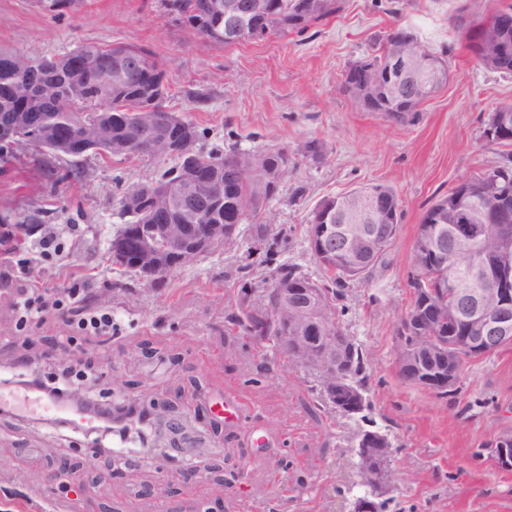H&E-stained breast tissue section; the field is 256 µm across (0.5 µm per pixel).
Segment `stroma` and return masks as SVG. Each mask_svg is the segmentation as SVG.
I'll return each mask as SVG.
<instances>
[{"label": "stroma", "mask_w": 512, "mask_h": 512, "mask_svg": "<svg viewBox=\"0 0 512 512\" xmlns=\"http://www.w3.org/2000/svg\"><path fill=\"white\" fill-rule=\"evenodd\" d=\"M500 5L342 0L336 15L304 33L227 46L200 42L161 0H79L61 17L36 0H0V50L37 59L87 43L147 48L171 108L197 123L203 153L288 152V175L257 218L266 236L243 224L238 246L160 287L106 258L108 235L123 222L122 193L159 178L156 159L91 154L75 163L45 149L0 156V233L36 227L22 249L0 252V384L80 383L107 406L158 400L196 450L188 459L166 438L133 443L118 463L61 421L0 414V512H50L55 500L73 501L74 512H350L364 430L386 434L394 450L382 512H512V470L499 469L491 453L512 437V345L470 360L444 394L400 379L395 356L423 213L484 160L512 152L484 136L496 103L512 99V77L478 66L455 25L457 16L473 20ZM397 24L434 50L453 49L446 88L413 123L365 111L341 88L348 64ZM313 140L321 144L315 156ZM372 183L394 188L402 216L381 261L337 304L339 325L369 363L371 408L359 419L323 403L315 372L244 335L232 317L241 301L262 302L274 262L323 280L305 234L313 209ZM49 234L60 255H42ZM26 286L49 300L79 288L77 311H111V335L91 339L52 317L20 324L15 299ZM187 467L196 478H183Z\"/></svg>", "instance_id": "stroma-1"}]
</instances>
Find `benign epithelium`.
Segmentation results:
<instances>
[{
	"label": "benign epithelium",
	"instance_id": "obj_1",
	"mask_svg": "<svg viewBox=\"0 0 512 512\" xmlns=\"http://www.w3.org/2000/svg\"><path fill=\"white\" fill-rule=\"evenodd\" d=\"M322 8V0H297L295 13L303 21ZM270 11V0H203L200 8L202 19L224 21V42L230 44L247 41L253 34L252 28ZM478 33L479 41L496 43L498 61L512 55V16L502 14L488 20ZM415 42L411 34L386 42L389 67L385 71L365 75V60L345 69L343 79L352 87L360 106L372 112L385 106L413 112L433 97L444 82L446 71L427 54L412 56L409 48ZM110 59L114 90L125 91L135 85L143 69L142 55L118 52ZM36 72L34 92L46 79L59 80L71 90L85 81L83 66L74 60L60 72L48 70L43 62ZM121 119L112 111V98L103 97L98 100L93 121L57 120L32 136L61 156H86L104 150L142 156L153 154L160 144L168 148L180 169L182 186L175 190L162 179L137 187L126 208L138 222L121 225L107 242L113 266L160 286L178 269L238 244L240 224L235 216L225 226L206 223L221 198V171L200 167L193 133L180 116L172 112L162 116L143 112L139 118L140 135L114 140L112 125ZM28 131L26 112H13L7 122H0V140L15 138L25 142L32 137ZM253 161L263 173L264 186L271 190L279 187L288 167H271L267 158L260 155ZM499 172L497 168L484 174L498 186L495 207H475L471 197L454 190L456 223L446 224L448 216L443 211L427 217L424 235L413 249L417 257L442 267L448 263V249L467 247V258L457 266V275L452 280L438 288L411 289L408 309L399 327L401 335L412 339L396 349L399 377H410L433 391L444 392L450 384L448 323L459 325L465 340L482 354L512 344V255L505 248L487 250L480 246L487 235L504 245L512 241V185L500 181ZM174 208L179 212L180 223L152 222ZM391 208L392 202L374 191L337 199L330 210L321 209L314 214V251L326 258L339 253L347 268L356 272L367 270L379 260L381 243L389 237L388 226L373 223V216ZM267 302L262 334H270L278 349L293 363L316 371L324 396L337 398L340 383L353 362L354 340L326 319L320 291L290 288L282 282L270 289ZM362 445L359 474L361 485L370 492L357 498L353 512H374L377 503L372 496L382 486L393 449L387 440L374 434L367 435Z\"/></svg>",
	"mask_w": 512,
	"mask_h": 512
}]
</instances>
